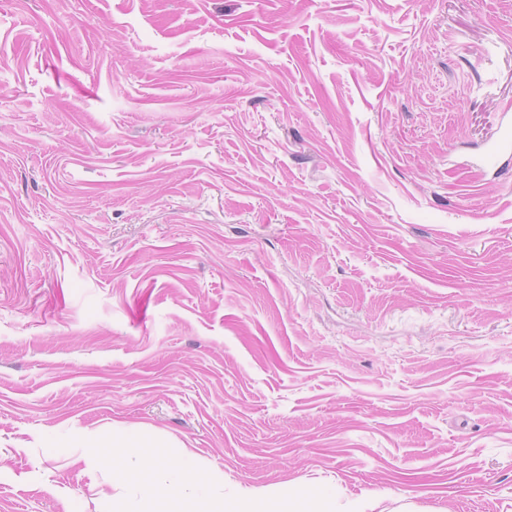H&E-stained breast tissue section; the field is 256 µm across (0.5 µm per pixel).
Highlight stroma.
<instances>
[{
    "instance_id": "35a3bbf8",
    "label": "stroma",
    "mask_w": 512,
    "mask_h": 512,
    "mask_svg": "<svg viewBox=\"0 0 512 512\" xmlns=\"http://www.w3.org/2000/svg\"><path fill=\"white\" fill-rule=\"evenodd\" d=\"M512 0H0V512H512ZM141 444L134 443L120 430H113L112 440L100 447V456L112 461L113 468L127 470V463H139L138 472L142 476L144 510L141 512H375L379 502H369L363 506L340 504L336 507V495L331 503H315L301 510L279 509L263 494L251 492L247 499L237 503L235 508L226 506L224 498L205 499L196 495L195 467L188 458L168 460L162 455L146 453ZM361 509V510H359Z\"/></svg>"
}]
</instances>
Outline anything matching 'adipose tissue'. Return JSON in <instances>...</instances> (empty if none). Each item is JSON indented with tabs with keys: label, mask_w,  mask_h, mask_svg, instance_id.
I'll return each mask as SVG.
<instances>
[{
	"label": "adipose tissue",
	"mask_w": 512,
	"mask_h": 512,
	"mask_svg": "<svg viewBox=\"0 0 512 512\" xmlns=\"http://www.w3.org/2000/svg\"><path fill=\"white\" fill-rule=\"evenodd\" d=\"M100 455L119 469L126 468L128 462H138L145 505L143 512H280L277 505L256 492L233 508L219 498L199 497L194 491L195 468L189 459L172 461L148 454L142 445L118 431L101 446Z\"/></svg>",
	"instance_id": "obj_1"
}]
</instances>
